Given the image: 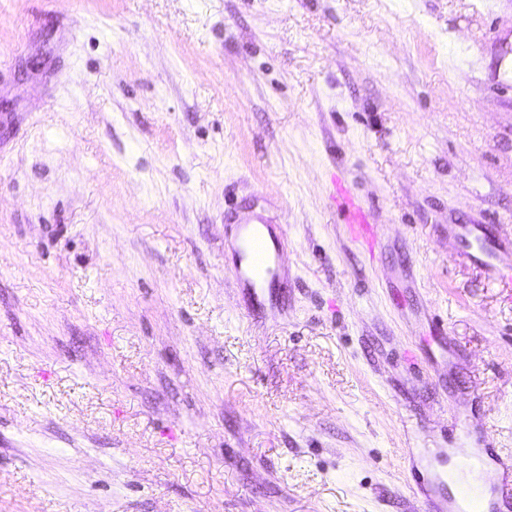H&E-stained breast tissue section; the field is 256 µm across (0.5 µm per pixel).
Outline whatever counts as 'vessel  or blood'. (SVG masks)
I'll use <instances>...</instances> for the list:
<instances>
[{"label":"vessel or blood","instance_id":"obj_1","mask_svg":"<svg viewBox=\"0 0 512 512\" xmlns=\"http://www.w3.org/2000/svg\"><path fill=\"white\" fill-rule=\"evenodd\" d=\"M339 208L352 236L362 240L368 249L382 246V225L371 223L369 215L352 198L343 197ZM448 238L453 241L457 256L501 281L504 287L512 288V278L504 275L505 270L512 268V235L502 233L494 224H452L448 227ZM224 242L234 253L236 288L246 291L254 308L276 306L281 288L288 285V270L283 261L287 238L277 216L269 210L258 211L250 204H242L226 215ZM460 406L457 399L447 405L449 419L462 443L449 474L457 486V495L449 501L448 512H472L471 494L475 491L481 497V512H500L502 504L512 500V484L475 486L472 475L479 461L464 447L474 433L462 418Z\"/></svg>","mask_w":512,"mask_h":512}]
</instances>
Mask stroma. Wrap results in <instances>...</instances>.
<instances>
[{
  "mask_svg": "<svg viewBox=\"0 0 512 512\" xmlns=\"http://www.w3.org/2000/svg\"><path fill=\"white\" fill-rule=\"evenodd\" d=\"M510 75L512 0H0V512H418L465 393L512 455V288L448 244L512 231ZM339 208L349 233L362 240L373 253L385 240L383 225L371 224L369 215L350 197L343 196ZM278 218L264 208L256 211L249 203L226 215L224 244L234 253L235 288L246 291L254 309L276 307L281 288L288 287L283 261L287 238Z\"/></svg>",
  "mask_w": 512,
  "mask_h": 512,
  "instance_id": "1",
  "label": "stroma"
}]
</instances>
